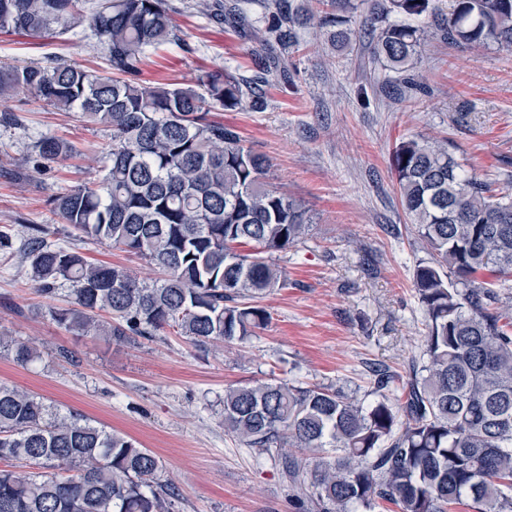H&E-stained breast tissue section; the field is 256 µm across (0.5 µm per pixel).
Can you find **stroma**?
Returning a JSON list of instances; mask_svg holds the SVG:
<instances>
[{
    "label": "stroma",
    "instance_id": "stroma-1",
    "mask_svg": "<svg viewBox=\"0 0 512 512\" xmlns=\"http://www.w3.org/2000/svg\"><path fill=\"white\" fill-rule=\"evenodd\" d=\"M172 2L181 9L175 22L183 44L149 51L142 79L196 88L216 70L250 75L260 40L204 15L197 0ZM298 42L287 78L266 87L261 108L209 114L268 159L265 182L311 218L304 244L272 256L285 285L263 299L271 318L255 336L206 348L169 329L124 343L81 336L43 313L68 305L70 291L40 296L20 256L0 253V333L45 353L24 367L0 353V383L155 452L178 494L175 512H297L275 465L225 431L227 386L290 378L371 401L375 370L403 376L418 356L425 326L412 275L426 253L391 170L402 138L445 139L465 170L496 192L512 191V51L428 40L414 70L423 91L398 99V74L372 64L368 40L336 54L306 26ZM53 54L110 71L89 30L44 40L0 34V62ZM10 109L19 122L0 125V232L18 240L38 225L47 241L89 261L157 279L159 270L146 261L62 223L50 204L66 188L97 182L111 130L31 99ZM45 136L70 141L72 156L39 162L34 145ZM61 348L70 359L56 358Z\"/></svg>",
    "mask_w": 512,
    "mask_h": 512
}]
</instances>
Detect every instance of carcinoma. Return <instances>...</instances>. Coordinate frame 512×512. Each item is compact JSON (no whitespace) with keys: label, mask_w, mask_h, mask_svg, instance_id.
Listing matches in <instances>:
<instances>
[{"label":"carcinoma","mask_w":512,"mask_h":512,"mask_svg":"<svg viewBox=\"0 0 512 512\" xmlns=\"http://www.w3.org/2000/svg\"><path fill=\"white\" fill-rule=\"evenodd\" d=\"M282 2H264V83L285 72L296 29L314 25L341 49L358 12L373 36L372 59L410 88L430 38L512 50V0H450L446 13L435 0H314L317 7L304 10ZM248 4L200 0L197 7L255 36ZM174 13L170 0H0L1 34L40 39L87 24L124 74L100 75L56 57L0 63V101L32 97L112 130L105 174L56 195L54 211L167 276L147 284L92 263L48 242L38 225L17 247L0 233V252L22 254L44 297L72 285L68 306L46 309L66 330L124 342L170 328L198 346L242 342L270 320L251 300L283 286L272 254L304 243L310 219L262 181L265 157L236 129L208 119L214 104L242 106L250 86L222 72L207 75L202 93L140 79L147 50L176 42ZM35 152L55 161L72 146L43 137ZM391 169L429 255L413 271L425 335L401 395L385 394L394 376L381 369L379 399L368 404L285 379L239 384L224 390V430L279 466L302 512H373L381 500L399 512H448L463 499L477 512H512V314L498 294L512 274V196L462 169L448 142L424 135L397 145ZM243 245L254 252H237ZM485 271L495 281L479 280ZM0 349L20 365L42 358L11 336H0ZM2 461L27 468L0 469V512H174L177 494L152 450L0 384Z\"/></svg>","instance_id":"cac0c4a2"}]
</instances>
